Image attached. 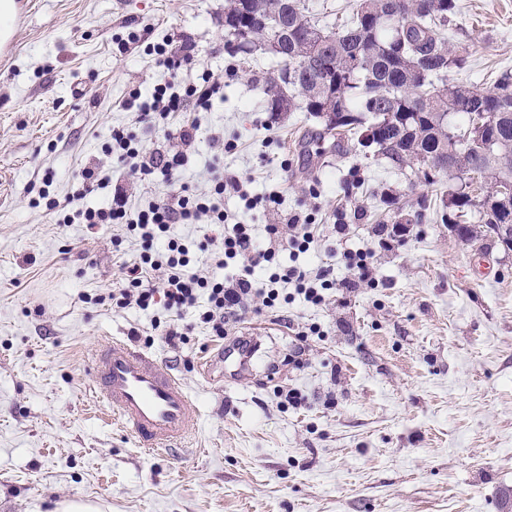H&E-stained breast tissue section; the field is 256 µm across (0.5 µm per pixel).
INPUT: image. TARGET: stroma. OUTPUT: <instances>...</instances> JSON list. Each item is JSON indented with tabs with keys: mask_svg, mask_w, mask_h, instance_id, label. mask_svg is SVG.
<instances>
[{
	"mask_svg": "<svg viewBox=\"0 0 512 512\" xmlns=\"http://www.w3.org/2000/svg\"><path fill=\"white\" fill-rule=\"evenodd\" d=\"M27 4L0 58V512H54L61 501L102 512H512V248L441 223L456 181L436 191L409 182L310 113L271 111L266 82L282 62L229 55L224 0ZM126 25L152 43L194 44L184 81L205 69L224 79L188 154L192 190H206L217 165L251 177L252 193H277L270 213L224 198L261 239L266 225L313 214L314 244L295 260L280 252L282 264L348 277L334 252L340 222L351 227L347 248L373 253L378 287L342 288L316 307L296 300L232 327L257 339L265 362L241 379L200 374L225 343L192 313L174 349L153 314L82 302L117 286L137 238L29 205L45 170L64 205L84 168L109 165L104 134L133 120L123 100L161 78L142 49L119 52L113 37ZM448 38L467 56L453 84L492 87L512 71V0H457ZM228 140L238 144L230 153ZM430 195L422 223L381 245V227ZM113 337L183 380L199 420L182 449L147 455L101 417L87 355ZM291 389L301 406L285 405Z\"/></svg>",
	"mask_w": 512,
	"mask_h": 512,
	"instance_id": "35a3bbf8",
	"label": "stroma"
}]
</instances>
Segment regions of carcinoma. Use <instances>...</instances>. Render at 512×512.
<instances>
[{"instance_id":"cac0c4a2","label":"carcinoma","mask_w":512,"mask_h":512,"mask_svg":"<svg viewBox=\"0 0 512 512\" xmlns=\"http://www.w3.org/2000/svg\"><path fill=\"white\" fill-rule=\"evenodd\" d=\"M456 0H357L352 16L322 25L305 0H224L234 53L263 50L284 63L268 81L273 112H309L326 131L358 136L416 179L459 180L447 207L478 212L491 230L512 224L497 204L512 194V73L493 88L448 85L465 66L448 40ZM483 122L456 138L451 118Z\"/></svg>"}]
</instances>
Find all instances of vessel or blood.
<instances>
[{"label": "vessel or blood", "mask_w": 512, "mask_h": 512, "mask_svg": "<svg viewBox=\"0 0 512 512\" xmlns=\"http://www.w3.org/2000/svg\"><path fill=\"white\" fill-rule=\"evenodd\" d=\"M219 360L246 372L259 363V349L253 343L228 346ZM91 364L90 391L140 448L161 453L190 434L197 407L170 367L118 339L93 350Z\"/></svg>", "instance_id": "b4317fda"}]
</instances>
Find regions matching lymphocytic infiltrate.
Returning a JSON list of instances; mask_svg holds the SVG:
<instances>
[{
  "label": "lymphocytic infiltrate",
  "mask_w": 512,
  "mask_h": 512,
  "mask_svg": "<svg viewBox=\"0 0 512 512\" xmlns=\"http://www.w3.org/2000/svg\"><path fill=\"white\" fill-rule=\"evenodd\" d=\"M117 45L122 51L133 45L143 46L145 53L162 67L164 76L150 93L137 89L129 92L124 107L135 113L136 124L110 128L103 145L104 154L115 159L116 169H84L81 186L73 193L71 206L62 217L66 224H118L140 240L137 259L124 266L122 283L109 293V300L122 309L163 308L169 315L163 325L164 336L173 346L186 341L178 320L191 308L197 311L198 324L209 329L211 335L223 338L228 334L229 322L241 318L253 303L272 309L297 295L308 304H322L327 291L338 286L328 270L284 267L278 262L281 250L293 254L309 250L315 233L310 217L293 216L284 228L267 225L269 242L263 247L257 243L252 225L229 223L224 211V197L228 194L237 196L249 211L274 209L277 195L250 194L245 180L216 168L207 191L199 193L183 185L169 198L131 206L122 184L125 174H135L143 182H174L187 162L188 149L195 144L200 123L195 120L175 128L170 119L191 105L210 111L221 84L207 70L198 74L195 82L181 81L180 72L194 60L192 45H181L176 51L166 41L148 45L134 31L118 38ZM146 131H158L179 140L180 150L147 151L142 137ZM99 189L109 192L106 205H84L85 196ZM200 223L214 225L221 232L222 246L211 254L210 263L224 270V277L193 272L195 244L170 235L172 225Z\"/></svg>",
  "instance_id": "f902f5d3"
}]
</instances>
